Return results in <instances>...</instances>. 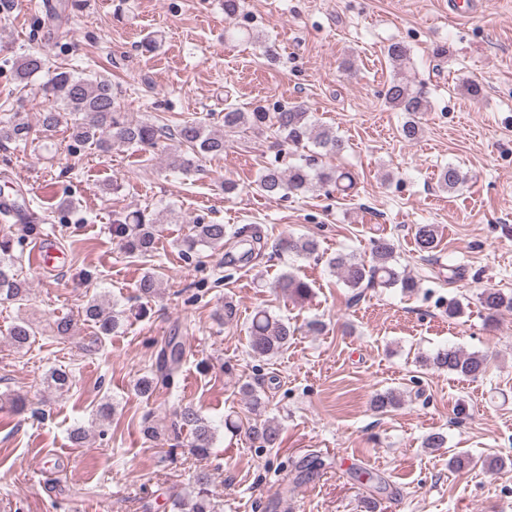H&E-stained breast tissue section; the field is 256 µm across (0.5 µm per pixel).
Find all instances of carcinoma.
Masks as SVG:
<instances>
[{
	"label": "carcinoma",
	"mask_w": 512,
	"mask_h": 512,
	"mask_svg": "<svg viewBox=\"0 0 512 512\" xmlns=\"http://www.w3.org/2000/svg\"><path fill=\"white\" fill-rule=\"evenodd\" d=\"M386 56L394 66V74L385 89V102L392 108L406 113L407 120L401 126V137L407 142L419 139L422 131L421 114L428 111L429 100L423 86L414 84L405 74L410 59V49L401 42H392L386 48ZM45 69V62L39 55L29 54L15 63V73L21 83L30 82L31 78ZM43 89L47 96L61 104V107L40 114V123L44 131L52 132L61 123V114L69 116L72 137L81 143L90 144L100 150H108L115 143L136 146L141 151L158 148L165 140H178L189 149V154L178 155L172 166L187 175L198 171L199 162L224 154V132L212 130L197 119L188 120L170 129L150 122H132L121 111L117 93L112 82L101 78H88L76 74L68 67H58L50 73ZM259 128L268 126L283 137L288 145L299 148L312 143L328 153L338 154L344 149V142L329 129L313 123L309 113L300 106H292L278 112L261 110L244 112L237 107H228L224 112V127ZM31 128L18 118L0 121V143L27 142ZM350 179L345 172L332 168H317L306 158L286 169L276 165L264 168L257 190L269 198H282L289 193L304 192L313 188L333 187L338 192H345L351 185L342 181ZM440 186L455 191L466 182V175L455 165L450 164L440 172ZM157 221L153 215L144 210L126 213L115 224L114 233L119 237L122 249L130 254L148 256L156 249ZM227 237L223 224L193 225L192 235L183 240L188 250L196 246L219 248L224 246ZM238 243L249 245L243 257L253 255L261 237L247 235L242 227L232 234ZM414 239L418 250L432 253L439 247V231L435 224H418L415 226ZM23 239L8 233L0 235V301H23L29 288L14 270L21 255L17 254ZM288 251L299 258L310 257L318 252V243L312 238H294L286 241ZM330 269L337 273L344 285L357 289L368 285L372 287H400L406 292L418 288L417 281L398 267L394 257V244L386 237L372 241L370 260L355 253H338L328 259ZM161 280L153 272H147L136 283L138 296L151 298L159 294ZM296 301L304 302L312 295L310 284L294 273L281 274L272 285ZM481 306L493 315L503 310L512 311V293L506 294L499 289L486 288L479 294ZM86 320L93 323L96 340L102 341L122 329L128 318L127 311H116L104 302L93 299L84 308ZM248 347L250 353L258 358H272L288 349L293 331L287 324L272 316L265 309L254 313L249 326ZM35 336L32 323L22 321L15 324L8 339L17 349L30 344ZM183 358L181 344L169 340L162 350L157 368L137 379L135 384L139 395L150 397L162 388H170L178 373ZM423 363L455 373L462 377L476 380L484 376L487 368L486 355L479 352H465L455 347L439 349L421 357ZM47 386L56 393L69 390L70 374L65 370H54L47 379ZM400 393L389 390L376 394L372 407L377 412H385L399 406ZM182 425L190 430L189 451L192 455L205 458L209 456L214 433L209 422L192 406L182 408L180 412ZM253 440L262 448H277L281 444V428L270 420L252 428ZM211 478L206 470L196 472L192 490L174 499L178 512H216L210 490Z\"/></svg>",
	"instance_id": "cac0c4a2"
}]
</instances>
